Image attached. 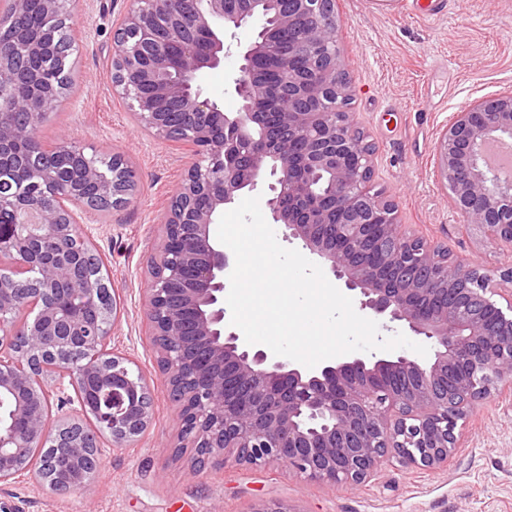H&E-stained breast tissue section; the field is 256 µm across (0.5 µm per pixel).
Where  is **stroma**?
Segmentation results:
<instances>
[{"label": "stroma", "mask_w": 512, "mask_h": 512, "mask_svg": "<svg viewBox=\"0 0 512 512\" xmlns=\"http://www.w3.org/2000/svg\"><path fill=\"white\" fill-rule=\"evenodd\" d=\"M129 6V0H72L76 81L38 136L48 147L65 134L87 151L122 156L137 175L131 203L108 215L83 212L78 229L114 288L109 348L149 383L152 422L132 448L102 437L101 462L86 490L54 493L29 479L2 483L0 512H247L259 499L285 501L300 512H512V393L506 391L463 422L448 466L395 463L354 487L312 482L280 465H209L198 474L194 448L176 452L180 407L159 370L145 303L163 213L188 159L174 142L138 127L127 101L112 91L113 32ZM336 10L350 110L374 148L375 188L397 205L407 231L451 257L494 271L512 266L511 254L462 226L434 173L435 145L453 113L512 90V0H462L434 18L410 15L402 0H336ZM239 64L234 48L197 78L228 112L240 106L232 85Z\"/></svg>", "instance_id": "stroma-1"}]
</instances>
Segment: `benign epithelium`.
<instances>
[{"label":"benign epithelium","mask_w":512,"mask_h":512,"mask_svg":"<svg viewBox=\"0 0 512 512\" xmlns=\"http://www.w3.org/2000/svg\"><path fill=\"white\" fill-rule=\"evenodd\" d=\"M17 19L0 30V76L25 86L26 100L0 109V160L26 168L31 128L59 105L64 70L43 72L62 55L47 30L24 20L28 0H8ZM336 0H134L112 39L113 92L130 102L135 122L153 137L178 142L191 157L166 207L160 257L151 271L147 318L165 381L181 401L179 437L202 464H286L310 481L359 485L395 461L403 467L448 465L456 429L495 392L512 391V267L496 275L453 259L406 232L397 206L371 185L373 149L347 111ZM301 30L293 51L311 58L302 73L259 74L273 51L268 23ZM240 100L226 112L196 85L199 72L224 61V34L236 37ZM151 97L158 107L143 111ZM180 112L184 121L170 120ZM493 142H512V91L455 113L435 147L437 178L462 223L512 254V173L491 167ZM72 159L69 176L45 167L25 193L0 181V483L26 475L54 492L82 490L94 469L73 480L60 464L92 462L99 437L131 448L151 423L146 379L107 352L117 315L112 286L88 277L97 262L77 229L74 208L127 204L137 180L122 157L112 182L99 181L81 146L56 147ZM331 191L316 193L314 175ZM93 182L94 194L84 185ZM268 183L265 206L285 240H298L350 291L360 308L402 322L430 347L420 360L385 352L351 354L306 368L247 344L225 322L224 293L235 260L214 227L244 192ZM204 205H199V201ZM72 393L65 394V388ZM57 406L82 417L53 427ZM247 512H302L258 500Z\"/></svg>","instance_id":"benign-epithelium-1"}]
</instances>
